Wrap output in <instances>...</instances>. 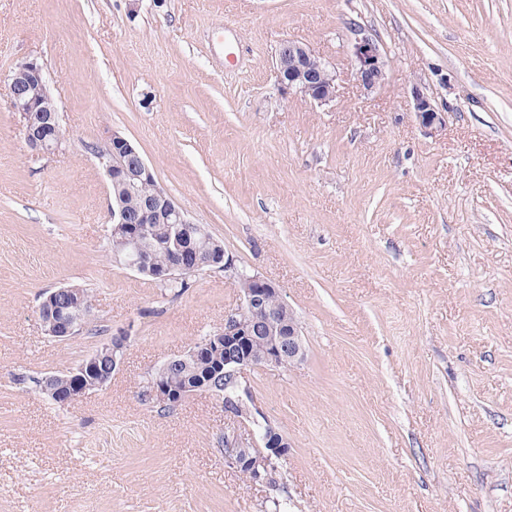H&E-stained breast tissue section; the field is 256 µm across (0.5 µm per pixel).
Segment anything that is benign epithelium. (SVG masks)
Listing matches in <instances>:
<instances>
[{
  "label": "benign epithelium",
  "mask_w": 512,
  "mask_h": 512,
  "mask_svg": "<svg viewBox=\"0 0 512 512\" xmlns=\"http://www.w3.org/2000/svg\"><path fill=\"white\" fill-rule=\"evenodd\" d=\"M352 61L359 87L365 93L380 88L386 80L387 61L375 41L362 36L353 46ZM276 77L285 92H295L317 105H327L336 98L338 75L335 67L318 56L307 45L288 40L278 49ZM8 94L13 111L23 119V131L29 147L39 155L53 153L61 143L62 132L56 119V103L51 96L43 67L38 61L25 60L8 75ZM415 115L419 124L433 129L445 123L443 113L419 87L413 88ZM112 149L105 157H98L111 185L133 194L151 184L153 192L141 207L130 213L124 196L112 201V235L125 243L127 250L115 255V261L140 274L165 278V272L153 267L140 250V241L152 224H171L175 234L171 243L174 267L182 272L193 273L204 265L224 261V272L246 285L240 291L238 307L225 315L224 328L210 334L186 352L163 363L148 383V391L158 402L179 401L187 395L207 392L205 384L175 387L168 383V371L180 364L214 353H224V374L235 378L247 368L253 367L249 348L253 341L263 340L267 350L262 360L264 368H292L306 357V348L294 311L283 301L278 285L257 274L250 275L235 267L233 259H224V252L217 250L202 255L193 245L194 234L200 225L194 223L187 212L178 205L155 180L153 169L145 161L137 147L117 131L109 138ZM81 289L62 286L53 290L45 301V319L41 320L44 331L60 341L79 334L72 309L80 307ZM129 341V333L111 337L92 354L88 361L72 369L76 385L59 394L64 404H72L94 389L106 386L110 372L119 368ZM106 360L109 371L101 372L96 383H84L87 372L95 369L98 361ZM265 447L260 450L255 442L238 435L225 438L232 451L224 456V463L238 471H247L254 478L262 477V471L274 460L288 453L287 438L269 426L258 433Z\"/></svg>",
  "instance_id": "1"
}]
</instances>
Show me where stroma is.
I'll use <instances>...</instances> for the list:
<instances>
[{"label": "stroma", "instance_id": "35a3bbf8", "mask_svg": "<svg viewBox=\"0 0 512 512\" xmlns=\"http://www.w3.org/2000/svg\"><path fill=\"white\" fill-rule=\"evenodd\" d=\"M388 61L361 92L356 34ZM306 44L339 74L282 93ZM37 59L61 116L33 158L5 76ZM445 117L419 125L412 87ZM128 138L158 185L275 282L307 356L240 377L290 448L275 485L224 464L249 426L148 374L239 303L218 270L182 294L115 262L95 149ZM93 294L59 342L37 308ZM120 370L73 404L36 381L121 331ZM512 512V0H0V512ZM276 77L283 91L299 93L314 104L326 105L336 97L335 67L303 43L288 40L278 49Z\"/></svg>", "mask_w": 512, "mask_h": 512}]
</instances>
